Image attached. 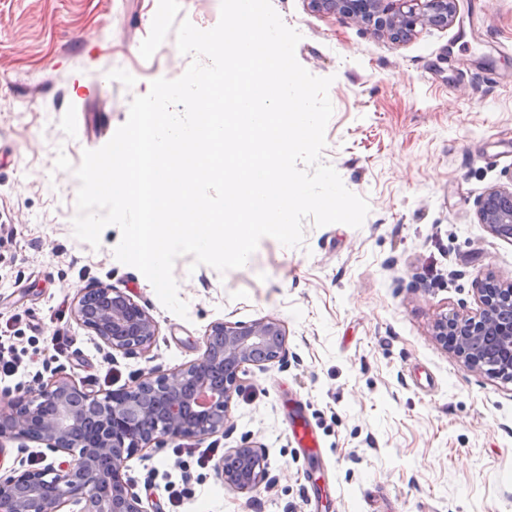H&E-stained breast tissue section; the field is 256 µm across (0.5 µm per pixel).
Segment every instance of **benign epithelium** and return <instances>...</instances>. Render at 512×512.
Segmentation results:
<instances>
[{
  "mask_svg": "<svg viewBox=\"0 0 512 512\" xmlns=\"http://www.w3.org/2000/svg\"><path fill=\"white\" fill-rule=\"evenodd\" d=\"M312 11L338 14L394 41L421 27L446 28L458 0H308ZM477 217L490 232L512 240V187L491 188L477 202ZM479 309L443 314L433 335L473 370L512 383V282L488 275L477 289ZM75 320L108 348L125 355L149 349L158 336L154 318L129 295L102 283L81 291ZM288 333L276 319L218 321L204 334V352L167 373L151 371L118 391L94 390L58 372L16 398L0 399V447L39 443L68 459L58 466L11 469L0 475V512H146L124 478L127 459L179 440L224 433L239 373L281 359ZM224 486L251 492L269 480L265 452L242 445L216 465Z\"/></svg>",
  "mask_w": 512,
  "mask_h": 512,
  "instance_id": "obj_1",
  "label": "benign epithelium"
}]
</instances>
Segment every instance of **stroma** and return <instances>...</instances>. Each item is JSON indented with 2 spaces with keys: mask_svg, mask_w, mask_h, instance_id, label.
<instances>
[{
  "mask_svg": "<svg viewBox=\"0 0 512 512\" xmlns=\"http://www.w3.org/2000/svg\"><path fill=\"white\" fill-rule=\"evenodd\" d=\"M271 2L302 35L297 61L332 80L321 160L370 211L358 228L305 221L294 248L262 238L224 273L177 258L182 318L115 258L117 226L96 249L74 237L78 182L54 168L60 151L80 164L127 121L133 96L187 69L175 34L139 53L158 0H0V330L20 366L0 394L57 371L117 390L200 358L214 322L273 318L286 354L241 374L225 434L127 460L148 512H512V384L432 331L441 314L477 310L486 275L512 281V242L476 215L487 190L512 185V0H459L448 27L401 42L307 0ZM93 283L153 316L149 351L112 352L76 322ZM298 421L318 447L294 441ZM246 441L276 481L239 493L211 451Z\"/></svg>",
  "mask_w": 512,
  "mask_h": 512,
  "instance_id": "obj_1",
  "label": "stroma"
}]
</instances>
